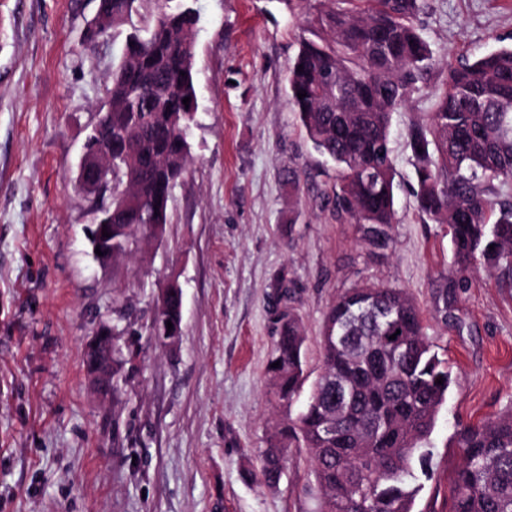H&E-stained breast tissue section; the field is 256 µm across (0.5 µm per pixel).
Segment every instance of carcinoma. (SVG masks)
Instances as JSON below:
<instances>
[{
    "instance_id": "carcinoma-1",
    "label": "carcinoma",
    "mask_w": 512,
    "mask_h": 512,
    "mask_svg": "<svg viewBox=\"0 0 512 512\" xmlns=\"http://www.w3.org/2000/svg\"><path fill=\"white\" fill-rule=\"evenodd\" d=\"M354 1L363 7L326 11L301 40L289 65V98L313 147L336 166V220L363 224L377 240L396 223L391 115L431 54L412 24L418 0H347ZM136 2L99 0L94 34L123 24ZM170 2L157 8L145 35L128 36L104 114L85 139L91 155L112 157L114 261L163 236L172 188L189 159L198 15L191 0ZM409 136L419 209L448 225L455 274L446 288L468 287L467 273L481 263L512 285V201L492 193L494 183L512 182V47L448 67L436 111ZM291 294L288 282L278 285L285 307L270 363L280 365L269 369L273 396L287 404L302 388L306 354L301 321L286 306ZM165 321L181 322L179 296L157 300L152 330ZM392 335L395 354L385 348ZM320 347L323 371L297 417L268 435L255 479L277 484L288 449L302 448L313 464L316 512H413L452 384L448 361L425 338L419 308L401 289L352 288L327 311ZM128 362L115 347L114 394ZM454 444L461 462L448 512H512V406L465 427Z\"/></svg>"
}]
</instances>
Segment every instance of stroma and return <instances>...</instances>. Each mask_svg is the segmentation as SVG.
<instances>
[{"label":"stroma","mask_w":512,"mask_h":512,"mask_svg":"<svg viewBox=\"0 0 512 512\" xmlns=\"http://www.w3.org/2000/svg\"><path fill=\"white\" fill-rule=\"evenodd\" d=\"M97 0H0V512H314L296 448L273 488L246 481L277 423L272 298L288 279L315 381L324 315L368 281L408 292L453 376L414 512H448L460 429L512 405V286L483 265L446 294L448 227L419 211L410 128L434 112L451 64L512 46V0H419L432 60L392 116L397 222L373 246L336 220V169L290 104L288 65L326 0H197L196 124L160 239L101 263L76 186L86 128L140 14L88 39ZM297 170L299 187L289 185ZM183 291L182 338L151 330L161 288ZM134 350L118 394L88 383L98 320Z\"/></svg>","instance_id":"35a3bbf8"}]
</instances>
